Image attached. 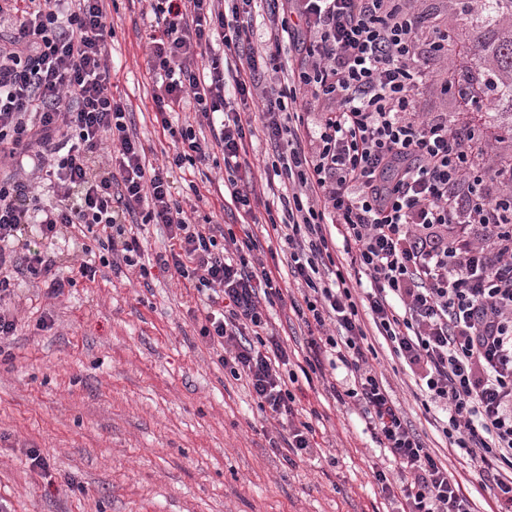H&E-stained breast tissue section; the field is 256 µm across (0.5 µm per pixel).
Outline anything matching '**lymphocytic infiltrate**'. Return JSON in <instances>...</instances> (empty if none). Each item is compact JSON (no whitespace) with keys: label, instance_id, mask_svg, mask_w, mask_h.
Wrapping results in <instances>:
<instances>
[{"label":"lymphocytic infiltrate","instance_id":"obj_1","mask_svg":"<svg viewBox=\"0 0 512 512\" xmlns=\"http://www.w3.org/2000/svg\"><path fill=\"white\" fill-rule=\"evenodd\" d=\"M148 2L153 121L178 132L158 164L113 91L105 0H0V164L16 167L0 180V340L17 329L4 300L19 280L56 298L102 266L144 280L159 268L196 291L199 334L273 422L271 447L313 455L318 426L292 387L318 383L355 405L391 454L395 473L378 467L373 477L397 512H476L373 367L368 338L381 336L410 369L431 425L495 488L489 512H512V161L482 171L485 146L458 120L421 110L416 90L430 60L447 55V31L420 41L406 0ZM286 41L298 58L285 66ZM302 94L328 105L309 110ZM188 104L193 119L173 128ZM259 129L273 147L262 197L244 175ZM218 156L236 232L192 221L172 193L173 169ZM28 168L45 176L56 206H42ZM487 178L496 199L482 192ZM260 205L261 238L251 230ZM149 224L169 245L147 261ZM64 236L97 262L65 275ZM265 243L284 267L259 258ZM362 275L370 286L359 294ZM267 303L304 325L303 349L270 328ZM339 365L346 378L329 381Z\"/></svg>","mask_w":512,"mask_h":512}]
</instances>
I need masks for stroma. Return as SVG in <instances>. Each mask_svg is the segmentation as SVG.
<instances>
[{
  "instance_id": "35a3bbf8",
  "label": "stroma",
  "mask_w": 512,
  "mask_h": 512,
  "mask_svg": "<svg viewBox=\"0 0 512 512\" xmlns=\"http://www.w3.org/2000/svg\"><path fill=\"white\" fill-rule=\"evenodd\" d=\"M465 0H416L427 36L439 24L469 42L475 15ZM147 0H115L116 34L107 47L112 80L136 114L145 147L171 146L144 109L152 82L139 33ZM474 55L432 61L436 79L419 95L423 111L453 112L439 80L473 67ZM24 284L11 301L14 336L0 344V512H395L372 478L391 455L356 409L325 390L296 403L323 415L313 456L288 465L273 450L248 388L235 381L198 335L195 290L154 270L149 284L104 268L50 300ZM53 325L38 329L41 313ZM377 371L414 428L453 475L478 487L484 512L494 490L462 472L416 400L414 378L383 338L371 339ZM49 462L33 467L29 449Z\"/></svg>"
}]
</instances>
